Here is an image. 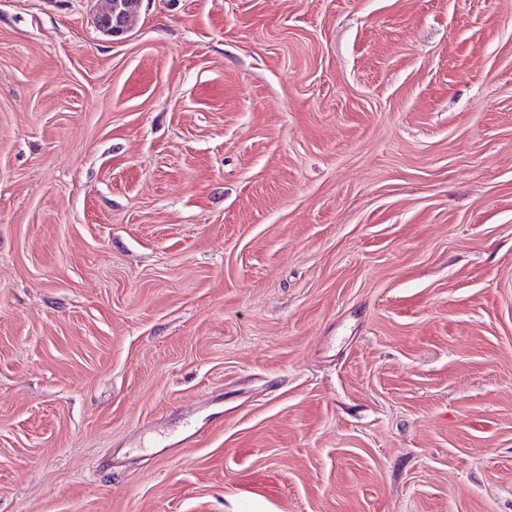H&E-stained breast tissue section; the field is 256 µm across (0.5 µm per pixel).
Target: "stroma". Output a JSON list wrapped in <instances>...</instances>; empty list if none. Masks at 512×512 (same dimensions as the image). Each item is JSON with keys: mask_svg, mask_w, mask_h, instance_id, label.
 <instances>
[{"mask_svg": "<svg viewBox=\"0 0 512 512\" xmlns=\"http://www.w3.org/2000/svg\"><path fill=\"white\" fill-rule=\"evenodd\" d=\"M98 7L0 0V512H512V0ZM104 4L98 26L112 40H118L127 33L132 13L123 8L121 0H105Z\"/></svg>", "mask_w": 512, "mask_h": 512, "instance_id": "35a3bbf8", "label": "stroma"}]
</instances>
